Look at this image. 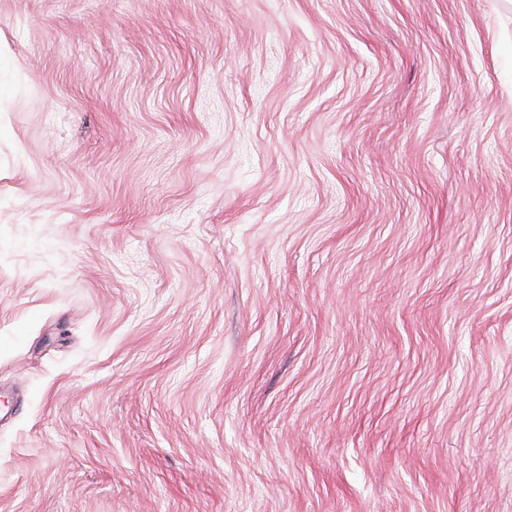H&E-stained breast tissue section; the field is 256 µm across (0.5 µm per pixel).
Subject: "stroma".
<instances>
[{
    "label": "stroma",
    "mask_w": 512,
    "mask_h": 512,
    "mask_svg": "<svg viewBox=\"0 0 512 512\" xmlns=\"http://www.w3.org/2000/svg\"><path fill=\"white\" fill-rule=\"evenodd\" d=\"M0 512H512V0H0Z\"/></svg>",
    "instance_id": "obj_1"
}]
</instances>
